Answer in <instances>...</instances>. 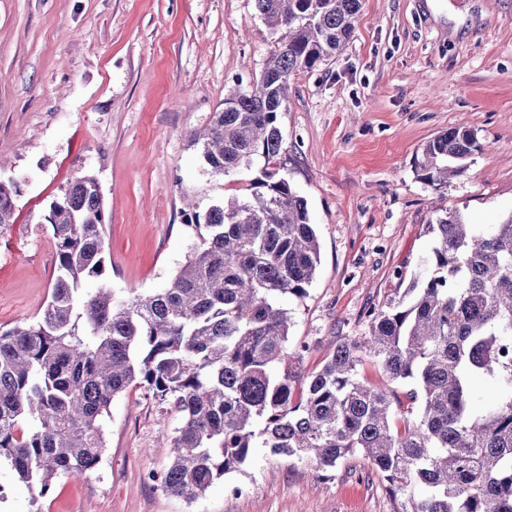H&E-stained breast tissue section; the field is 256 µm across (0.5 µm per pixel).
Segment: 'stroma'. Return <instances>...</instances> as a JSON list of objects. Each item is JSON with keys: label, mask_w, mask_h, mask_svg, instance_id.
<instances>
[{"label": "stroma", "mask_w": 512, "mask_h": 512, "mask_svg": "<svg viewBox=\"0 0 512 512\" xmlns=\"http://www.w3.org/2000/svg\"><path fill=\"white\" fill-rule=\"evenodd\" d=\"M274 47L254 0H0V177L20 186L0 234L1 327L47 303L56 256L40 219L81 171L109 216L105 283L127 294L168 283L192 238L183 196L204 209L260 175L209 174L188 133L251 88ZM290 86L276 164L320 243L307 297L289 304L290 342L310 343L311 368L367 333L371 305L403 296L432 248L435 209L477 224L512 214V0H362L343 50ZM451 127L479 148L434 189L415 160ZM180 421L131 387L112 401L87 478H59L42 497L1 460L0 512H394L357 457L326 480L260 458L194 501L168 495L148 475L166 467L156 447Z\"/></svg>", "instance_id": "obj_1"}]
</instances>
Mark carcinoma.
Listing matches in <instances>:
<instances>
[{
	"label": "carcinoma",
	"instance_id": "cac0c4a2",
	"mask_svg": "<svg viewBox=\"0 0 512 512\" xmlns=\"http://www.w3.org/2000/svg\"><path fill=\"white\" fill-rule=\"evenodd\" d=\"M255 2L275 52L189 142L213 176L262 160L260 177L203 213L186 199L185 262L166 287L131 295L83 288L108 275L97 178L59 187L43 215L57 261L49 300L33 320L0 327V458L41 497L61 476L87 477L106 448L112 400L140 385L181 416L159 443L170 461L154 478L168 494L195 500L260 453L322 478L359 455L394 512H512V213L498 224L436 214L406 297L369 308L367 335L302 369L309 345L290 344L284 301L307 297L320 245L307 202L272 168L279 117L291 76L350 40L361 0ZM476 150L471 130L450 128L423 146L415 171L439 189ZM19 192L0 179V234ZM366 359L380 382L361 377ZM479 377L494 388L482 405Z\"/></svg>",
	"mask_w": 512,
	"mask_h": 512
}]
</instances>
